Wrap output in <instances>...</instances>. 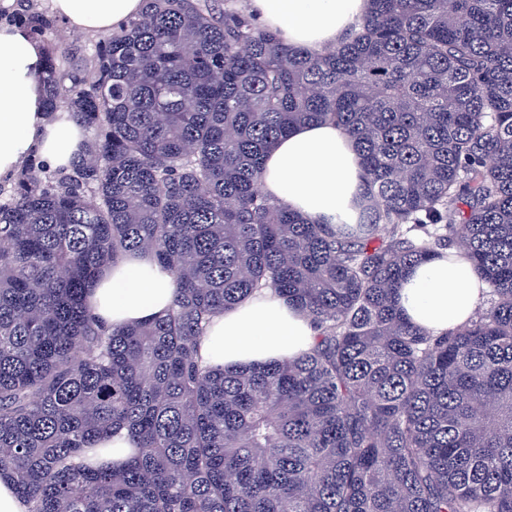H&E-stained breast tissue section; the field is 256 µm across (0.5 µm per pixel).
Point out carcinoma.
<instances>
[{
	"mask_svg": "<svg viewBox=\"0 0 512 512\" xmlns=\"http://www.w3.org/2000/svg\"><path fill=\"white\" fill-rule=\"evenodd\" d=\"M90 67L42 76L92 131L0 199V478L27 512H512V0H370L336 46L283 45L232 0H143ZM331 122L363 169L354 223L259 191L268 148ZM466 251L485 306L434 335L405 272ZM135 252L165 314L107 329L89 295ZM262 289L309 352L213 368V321ZM117 430L118 468L89 452ZM97 448H113L112 461L124 463L131 457L129 448H134V442L127 431L121 430L111 438L99 442Z\"/></svg>",
	"mask_w": 512,
	"mask_h": 512,
	"instance_id": "carcinoma-1",
	"label": "carcinoma"
}]
</instances>
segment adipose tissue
<instances>
[{
    "label": "adipose tissue",
    "instance_id": "adipose-tissue-1",
    "mask_svg": "<svg viewBox=\"0 0 512 512\" xmlns=\"http://www.w3.org/2000/svg\"><path fill=\"white\" fill-rule=\"evenodd\" d=\"M52 12L80 32L107 33L136 16L142 0H50ZM259 26L281 42L320 53L336 45L369 10V0H248ZM44 48L18 25L0 26V179L12 177L32 156L50 168L66 167L81 152L87 132L68 113L43 110ZM363 172L347 134L330 123L296 128L269 149L263 193L310 222L351 215ZM480 281L463 251L412 266L396 290L398 310L411 323L440 335L466 325L478 308ZM174 297L171 272L145 254H132L97 281L93 313L108 327L140 323L166 311ZM314 323L266 291L214 319L200 355L214 366L264 365L309 351Z\"/></svg>",
    "mask_w": 512,
    "mask_h": 512
}]
</instances>
